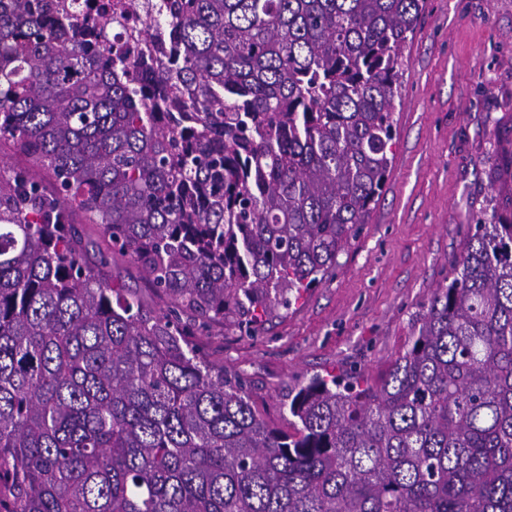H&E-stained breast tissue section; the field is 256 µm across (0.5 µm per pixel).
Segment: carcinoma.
I'll use <instances>...</instances> for the list:
<instances>
[{"label":"carcinoma","instance_id":"carcinoma-1","mask_svg":"<svg viewBox=\"0 0 512 512\" xmlns=\"http://www.w3.org/2000/svg\"><path fill=\"white\" fill-rule=\"evenodd\" d=\"M424 3L155 0L134 65L123 3L0 0V512H512V219L381 384L316 376L286 430L198 342L367 223ZM116 271L119 272L122 280L130 288H137L139 295L147 302L152 304L155 308L163 307L164 304L156 295L149 289L147 281L138 271V269L127 262H118L116 264Z\"/></svg>","mask_w":512,"mask_h":512}]
</instances>
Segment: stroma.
<instances>
[{
    "label": "stroma",
    "mask_w": 512,
    "mask_h": 512,
    "mask_svg": "<svg viewBox=\"0 0 512 512\" xmlns=\"http://www.w3.org/2000/svg\"><path fill=\"white\" fill-rule=\"evenodd\" d=\"M399 83L385 190L335 271L256 335L199 339L269 426L314 376L381 383L474 224L512 213V0H427Z\"/></svg>",
    "instance_id": "35a3bbf8"
}]
</instances>
